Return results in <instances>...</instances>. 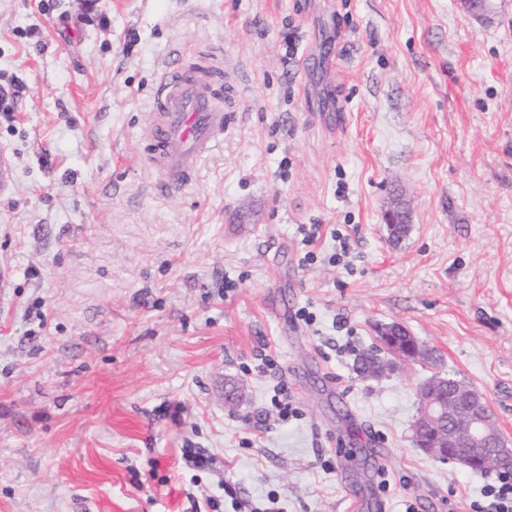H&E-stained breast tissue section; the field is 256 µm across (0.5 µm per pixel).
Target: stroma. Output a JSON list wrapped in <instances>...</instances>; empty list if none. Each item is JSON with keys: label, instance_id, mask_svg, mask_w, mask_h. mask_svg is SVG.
Instances as JSON below:
<instances>
[{"label": "stroma", "instance_id": "stroma-1", "mask_svg": "<svg viewBox=\"0 0 512 512\" xmlns=\"http://www.w3.org/2000/svg\"><path fill=\"white\" fill-rule=\"evenodd\" d=\"M203 51L233 119L161 192ZM1 82L0 512H478L412 425L451 376L512 444V0H0ZM390 323L433 359L358 376ZM211 59L202 55L193 69L173 67L156 88L148 161L160 173V191L184 181L224 137L230 116L216 103L217 66Z\"/></svg>", "mask_w": 512, "mask_h": 512}]
</instances>
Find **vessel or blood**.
I'll return each mask as SVG.
<instances>
[{
    "instance_id": "b4317fda",
    "label": "vessel or blood",
    "mask_w": 512,
    "mask_h": 512,
    "mask_svg": "<svg viewBox=\"0 0 512 512\" xmlns=\"http://www.w3.org/2000/svg\"><path fill=\"white\" fill-rule=\"evenodd\" d=\"M216 72L203 56L194 68L167 71L156 88L148 160L160 174L158 190L184 181L224 136L230 117L216 102Z\"/></svg>"
}]
</instances>
